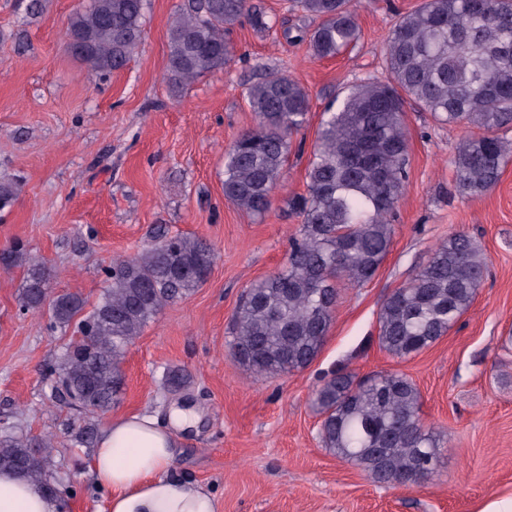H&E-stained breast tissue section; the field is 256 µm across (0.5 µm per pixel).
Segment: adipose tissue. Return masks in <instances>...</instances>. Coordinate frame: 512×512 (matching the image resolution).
I'll return each mask as SVG.
<instances>
[{
	"label": "adipose tissue",
	"mask_w": 512,
	"mask_h": 512,
	"mask_svg": "<svg viewBox=\"0 0 512 512\" xmlns=\"http://www.w3.org/2000/svg\"><path fill=\"white\" fill-rule=\"evenodd\" d=\"M178 440L147 417L113 421L93 452L91 475L107 489V512H217L210 490L170 474ZM0 512H60L39 484L0 471Z\"/></svg>",
	"instance_id": "obj_1"
}]
</instances>
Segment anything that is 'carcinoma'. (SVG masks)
<instances>
[{"mask_svg": "<svg viewBox=\"0 0 512 512\" xmlns=\"http://www.w3.org/2000/svg\"><path fill=\"white\" fill-rule=\"evenodd\" d=\"M317 22L299 36L311 55L332 58L357 42L349 0H291ZM145 0H88L67 22L85 40L67 52L102 75L126 66L141 44ZM272 28L247 0H183L169 29L167 79L172 93L233 59L230 33L244 16ZM393 83L374 78L346 88L342 106L323 113L306 193L292 200L301 224L286 261L244 290L232 318V357L256 375L308 367L320 354L334 318L339 284L361 287L376 276L392 245L391 217L409 174L405 100L435 118L468 130L453 160L456 187L470 195L499 180L512 127V0H425L401 16L385 52ZM259 122L224 153V197L252 215L271 205L292 145L306 124L309 97L298 82L273 75L247 88ZM19 184L0 178V212L12 207ZM216 252L207 241L169 233L159 224L135 256L103 268L105 288L93 308L77 294L48 298L49 273L29 262L24 309L48 307L49 329L75 325L49 367L51 391L65 404L106 412L122 390L127 348L167 305L206 282ZM487 266L469 235L456 232L435 247L378 313V343L406 359L431 347L473 304ZM313 403L322 415L319 436L337 457L362 467L380 484H425L439 473L441 434L420 416V392L398 372L363 379L336 372L322 380ZM75 445L96 447V427L72 423ZM0 470H10L60 495L51 469V440L0 426Z\"/></svg>", "mask_w": 512, "mask_h": 512, "instance_id": "obj_1", "label": "carcinoma"}]
</instances>
